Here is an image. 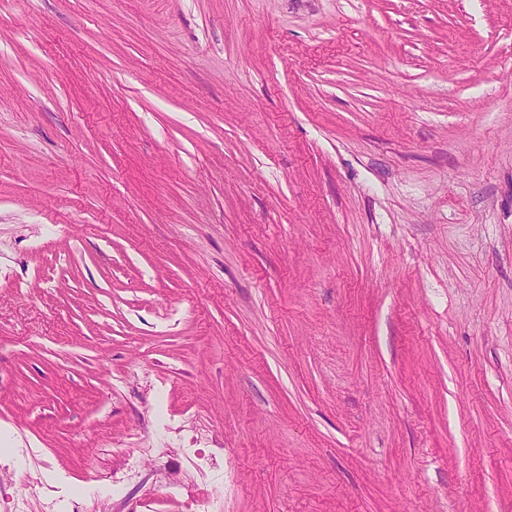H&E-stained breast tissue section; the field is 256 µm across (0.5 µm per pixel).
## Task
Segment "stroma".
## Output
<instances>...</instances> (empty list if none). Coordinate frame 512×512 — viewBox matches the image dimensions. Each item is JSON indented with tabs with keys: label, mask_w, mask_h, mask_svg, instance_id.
Returning <instances> with one entry per match:
<instances>
[{
	"label": "stroma",
	"mask_w": 512,
	"mask_h": 512,
	"mask_svg": "<svg viewBox=\"0 0 512 512\" xmlns=\"http://www.w3.org/2000/svg\"><path fill=\"white\" fill-rule=\"evenodd\" d=\"M197 448L224 512H512V0H0V512Z\"/></svg>",
	"instance_id": "stroma-1"
}]
</instances>
